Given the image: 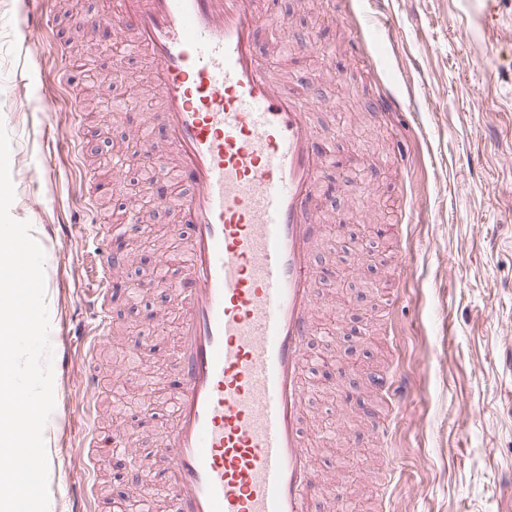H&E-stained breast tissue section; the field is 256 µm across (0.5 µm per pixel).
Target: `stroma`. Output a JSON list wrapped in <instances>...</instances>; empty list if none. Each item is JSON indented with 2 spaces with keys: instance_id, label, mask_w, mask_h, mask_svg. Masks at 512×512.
I'll use <instances>...</instances> for the list:
<instances>
[{
  "instance_id": "35a3bbf8",
  "label": "stroma",
  "mask_w": 512,
  "mask_h": 512,
  "mask_svg": "<svg viewBox=\"0 0 512 512\" xmlns=\"http://www.w3.org/2000/svg\"><path fill=\"white\" fill-rule=\"evenodd\" d=\"M26 0H0V124L11 143L14 219L30 222L45 253L46 294L52 331L81 320L79 297L93 281L79 258L86 247L83 225L96 218L118 221L127 198L144 200L145 168L113 170L114 155L138 150L143 140L132 119L116 120L128 98L108 87V56L76 46L66 80H59L60 31L67 17L94 16L119 0H54L49 26L26 31ZM484 0H269L280 18L260 51L280 82L294 67L310 73L297 96L318 101L313 121L336 154L363 158L345 177L328 172L333 192L323 201V233L316 252L323 265L340 267L362 224H391L405 217L397 241L372 238V268L354 273L353 299L337 294L336 280L316 283L317 334L308 356L335 361L337 383L327 391L315 374L306 381V425L316 439L310 454L328 478L344 474L353 489V512H512V0H497L483 19ZM372 60L361 63L352 49ZM411 94L413 111L382 119L371 101L382 87ZM81 112L87 133L73 149L56 142L57 130ZM101 186L94 207L82 169ZM349 222L335 231L338 215ZM66 224L65 247L48 234ZM142 242L120 269L137 279L143 253H178L187 229L172 208L155 211ZM407 271L395 273L398 256ZM115 333L88 349L81 337L66 344L63 363L53 364L55 401H67V420L46 427L67 447L65 467L50 494L68 492L82 507L95 496L96 512L122 497L128 477L111 467L89 478L92 457L83 442L85 414L80 380L88 361L102 379L94 409L99 429L135 428L130 446L153 460L160 434L171 423V396L145 405V376L162 381L178 343L182 316L168 288L142 287L113 301ZM366 336L356 343L359 365L342 361L343 338L356 315ZM393 332L395 342L383 341ZM402 376L401 399L390 441L395 478L380 481V451L370 422L349 414L334 423L342 404L372 406V378L386 369Z\"/></svg>"
}]
</instances>
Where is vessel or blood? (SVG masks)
<instances>
[{
  "label": "vessel or blood",
  "instance_id": "obj_1",
  "mask_svg": "<svg viewBox=\"0 0 512 512\" xmlns=\"http://www.w3.org/2000/svg\"><path fill=\"white\" fill-rule=\"evenodd\" d=\"M105 26L134 36L176 159L180 223L189 230L180 289L176 408L162 435L153 482L169 512H312L325 479L302 429L306 345L316 332L315 246L321 175L337 166L309 119L310 99L272 77L259 52L275 32L262 0H121L119 10L74 18L73 35ZM380 115L410 109L392 91ZM94 224L99 286L83 303L108 334L110 286L122 265L109 241L140 231ZM371 413L386 447L392 393Z\"/></svg>",
  "mask_w": 512,
  "mask_h": 512
}]
</instances>
